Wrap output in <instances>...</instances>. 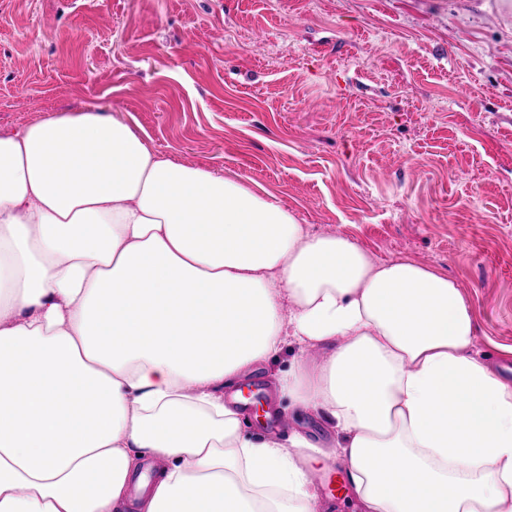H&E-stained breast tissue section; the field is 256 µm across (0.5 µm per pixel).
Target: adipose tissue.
Returning a JSON list of instances; mask_svg holds the SVG:
<instances>
[{"label": "adipose tissue", "instance_id": "ef3b65f1", "mask_svg": "<svg viewBox=\"0 0 512 512\" xmlns=\"http://www.w3.org/2000/svg\"><path fill=\"white\" fill-rule=\"evenodd\" d=\"M456 283L310 233L273 196L155 153L122 118L0 132V512H512V379ZM272 388L333 447L244 429ZM302 357L298 347L295 344L288 343L283 351L274 359L262 366L255 372L248 381L240 380V388L247 392L248 387L254 382L265 383L272 382L274 377L281 371L287 370L294 362ZM318 475H321L322 477H328L332 475L333 479L336 481V486L343 484L345 488H342L340 492H336L335 496H330L325 490L323 481L316 478ZM311 480L319 491L321 498L334 504V512L352 511L351 501L345 496L346 485L343 471L339 465H327L326 467L317 468L316 470L312 471Z\"/></svg>", "mask_w": 512, "mask_h": 512}]
</instances>
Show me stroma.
<instances>
[{"mask_svg": "<svg viewBox=\"0 0 512 512\" xmlns=\"http://www.w3.org/2000/svg\"><path fill=\"white\" fill-rule=\"evenodd\" d=\"M86 108L447 274L512 346V0H0V132Z\"/></svg>", "mask_w": 512, "mask_h": 512, "instance_id": "stroma-1", "label": "stroma"}]
</instances>
